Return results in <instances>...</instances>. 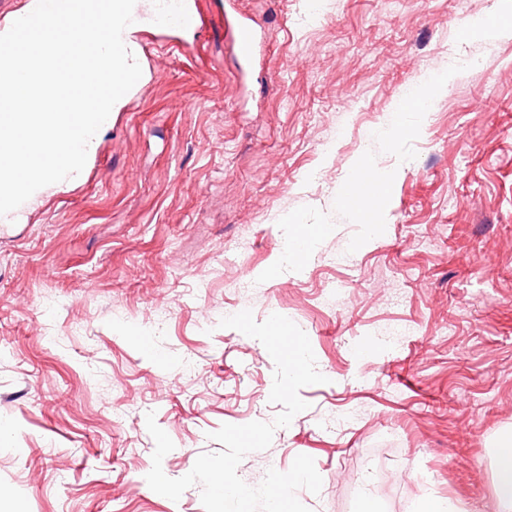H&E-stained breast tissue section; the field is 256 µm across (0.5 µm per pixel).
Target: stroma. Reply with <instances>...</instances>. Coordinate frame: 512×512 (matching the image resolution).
Here are the masks:
<instances>
[{
    "instance_id": "stroma-1",
    "label": "stroma",
    "mask_w": 512,
    "mask_h": 512,
    "mask_svg": "<svg viewBox=\"0 0 512 512\" xmlns=\"http://www.w3.org/2000/svg\"><path fill=\"white\" fill-rule=\"evenodd\" d=\"M187 46L140 33L147 77L100 132L88 180L50 189L0 238V512H204L146 482L154 440L186 475L212 432L270 422L275 364L220 327L251 310L308 336L326 383L238 467L314 459L310 512H412L427 492L497 512L512 431V38L465 39L460 0H237L263 55L242 73L224 0ZM459 70L432 112L387 133L404 84ZM371 155L387 179L367 233L338 194ZM310 225L290 269L286 226ZM414 326L394 342L389 332ZM494 495L499 512L512 511V433L501 437L494 454Z\"/></svg>"
}]
</instances>
